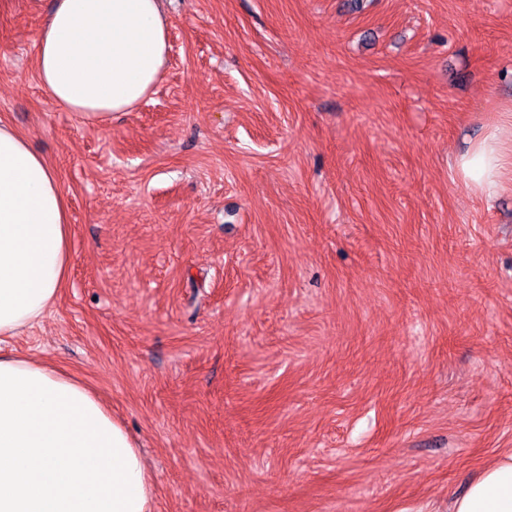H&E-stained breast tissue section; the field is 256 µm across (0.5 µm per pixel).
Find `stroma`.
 I'll return each instance as SVG.
<instances>
[{"mask_svg": "<svg viewBox=\"0 0 512 512\" xmlns=\"http://www.w3.org/2000/svg\"><path fill=\"white\" fill-rule=\"evenodd\" d=\"M0 0V119L55 168L73 261L10 350L139 442L152 512H448L512 454V0H163L167 69L104 126ZM456 166L476 191L492 197L500 189L504 173L512 170V147H506L496 131L489 129L471 142Z\"/></svg>", "mask_w": 512, "mask_h": 512, "instance_id": "35a3bbf8", "label": "stroma"}]
</instances>
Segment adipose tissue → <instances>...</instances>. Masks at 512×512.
<instances>
[{
	"label": "adipose tissue",
	"mask_w": 512,
	"mask_h": 512,
	"mask_svg": "<svg viewBox=\"0 0 512 512\" xmlns=\"http://www.w3.org/2000/svg\"><path fill=\"white\" fill-rule=\"evenodd\" d=\"M44 94L83 123L105 125L141 104L167 63L160 0H55L36 41ZM457 170L494 196L512 170L495 130ZM73 252L55 171L0 120V343L56 304ZM141 452L92 390L64 370L0 355V512H151ZM448 512H512V455L485 468Z\"/></svg>",
	"instance_id": "ef3b65f1"
}]
</instances>
